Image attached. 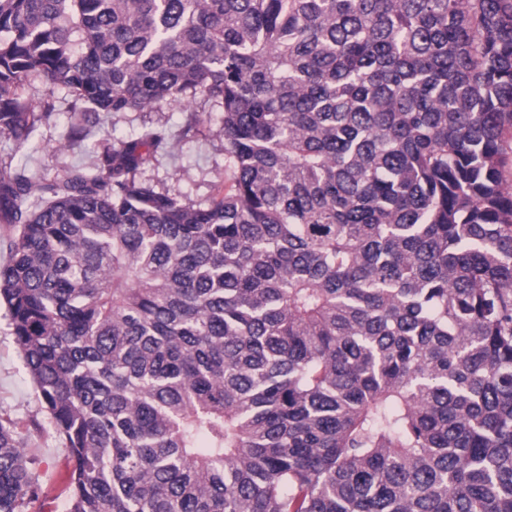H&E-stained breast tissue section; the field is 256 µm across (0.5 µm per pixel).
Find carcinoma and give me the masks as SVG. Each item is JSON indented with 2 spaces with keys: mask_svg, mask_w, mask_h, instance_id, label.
<instances>
[{
  "mask_svg": "<svg viewBox=\"0 0 512 512\" xmlns=\"http://www.w3.org/2000/svg\"><path fill=\"white\" fill-rule=\"evenodd\" d=\"M201 95L169 135L0 167V315L70 449L69 512H512V0H0V135ZM38 495L0 421V512ZM21 93L33 102L37 111L53 112V116L36 132L35 138L41 144L36 153L0 136V161H9L11 157L13 165L26 164L36 179L61 177L73 166L93 167L106 144L105 138H127L143 127L162 126L170 134L171 147L146 164L140 170V177L193 202L208 199L213 185L224 181L228 163L224 156V137L218 133L223 112L206 106L204 114H199L202 122L195 125V111L203 109L199 99L158 112L101 116L100 127H95L83 141L69 144L67 131L76 119L73 112L81 110L80 102L65 89L47 88L37 77L31 78Z\"/></svg>",
  "mask_w": 512,
  "mask_h": 512,
  "instance_id": "carcinoma-1",
  "label": "carcinoma"
}]
</instances>
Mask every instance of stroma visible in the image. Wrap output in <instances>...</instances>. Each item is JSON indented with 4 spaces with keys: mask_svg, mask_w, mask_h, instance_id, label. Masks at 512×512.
<instances>
[{
    "mask_svg": "<svg viewBox=\"0 0 512 512\" xmlns=\"http://www.w3.org/2000/svg\"><path fill=\"white\" fill-rule=\"evenodd\" d=\"M22 94L37 111L51 118L39 126L36 138L41 144L32 153L0 136V161L27 165L35 178L63 176L74 166L97 164L107 139H122L149 126L164 127L171 138L167 152L156 155L140 171L158 188L182 199L200 202L209 198L214 184L227 172L220 110L204 108L200 101H189L158 112H121L103 116L100 127L86 139L68 143V128L74 121V96L67 90L47 88L39 78H31ZM0 419L14 423L23 438L32 478L41 488L40 497L25 512H67L66 473L71 466L69 451L59 442L38 391L13 342L4 319L0 318Z\"/></svg>",
    "mask_w": 512,
    "mask_h": 512,
    "instance_id": "1",
    "label": "stroma"
}]
</instances>
